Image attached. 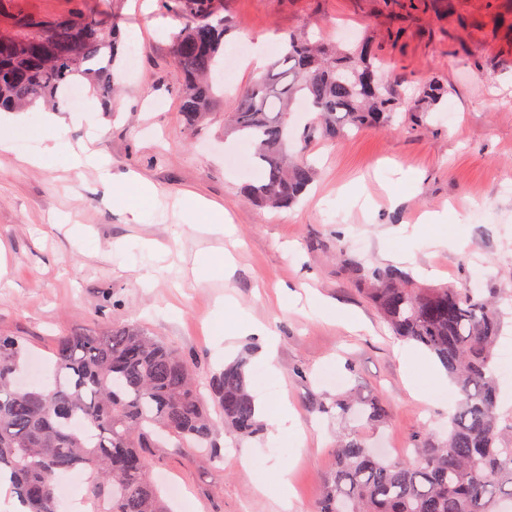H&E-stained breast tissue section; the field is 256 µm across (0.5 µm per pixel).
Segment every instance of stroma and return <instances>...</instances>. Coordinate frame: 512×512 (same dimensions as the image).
<instances>
[{
	"instance_id": "stroma-1",
	"label": "stroma",
	"mask_w": 512,
	"mask_h": 512,
	"mask_svg": "<svg viewBox=\"0 0 512 512\" xmlns=\"http://www.w3.org/2000/svg\"><path fill=\"white\" fill-rule=\"evenodd\" d=\"M83 5L117 9L135 59L113 71L112 111H100L86 85L79 105L63 104L65 123L52 133L66 147L42 166L24 161L50 133L39 108L9 131L12 149L0 151V334L23 338L38 359L56 337L136 323L192 358L203 387L224 363L248 359L255 395L288 402V433L265 418L244 441L221 431L217 458L158 449L153 480L182 488L166 501L171 512H314L346 430L396 457L412 453L418 432L447 431L455 386L432 383L430 353L393 336L358 278L390 266L420 285H468L502 298L497 354L512 356V0H223L225 51L261 45L270 66L289 33L363 40L383 61L384 82L406 95L435 78L448 84L436 110L402 111L386 128L333 142L308 133L312 113L293 112L295 149L317 174L288 210L246 199L245 186L263 171L240 165L253 148L224 130L256 73L226 70L209 119L187 128L168 37L177 19L158 0ZM160 18L166 30L155 27ZM72 146L100 154L109 179L72 169ZM131 172L157 190L158 203L113 195V181ZM185 194L222 204L232 236L182 224ZM131 206L142 223H131ZM426 212L447 213L446 245L430 242L419 223ZM147 240L159 253L143 250ZM228 248L236 259L229 277L216 262ZM147 270L148 288L138 280ZM240 317L272 334L278 374L264 365L261 337L233 333ZM344 396L379 401L387 422L337 414ZM284 460L286 508L277 487Z\"/></svg>"
}]
</instances>
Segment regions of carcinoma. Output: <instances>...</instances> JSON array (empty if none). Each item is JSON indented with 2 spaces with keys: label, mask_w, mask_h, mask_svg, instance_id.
<instances>
[{
  "label": "carcinoma",
  "mask_w": 512,
  "mask_h": 512,
  "mask_svg": "<svg viewBox=\"0 0 512 512\" xmlns=\"http://www.w3.org/2000/svg\"><path fill=\"white\" fill-rule=\"evenodd\" d=\"M7 2L0 0V111L64 102L84 80L110 103L112 70L123 58L117 17L79 6L43 18L13 13ZM160 3L181 24L170 34L173 64L183 121L194 127L212 112L227 23L220 0ZM279 66L230 115L264 163L263 179L245 193L272 208L293 207L313 182L312 168L288 153L296 99L318 112L322 134L336 139L352 128L386 127L403 108L426 112L448 96V84L437 79L418 100L406 101L375 80L382 62L366 42L336 51L303 32L290 34ZM360 286L394 335L439 361L460 398L448 413L446 437L416 439L411 459L385 455L355 432L340 440L316 512H506L512 440L497 415L498 304L471 288L416 286L389 267L364 272ZM28 355L20 339L0 335V474L8 472L20 512H65L56 479L76 469L90 474V512H167L150 475L156 449L173 443L219 457L218 425L242 439L261 430L245 359L224 364L205 396L193 363L134 324L58 337L40 384L18 377ZM336 408L373 423L387 417L374 399H343Z\"/></svg>",
  "instance_id": "1"
}]
</instances>
